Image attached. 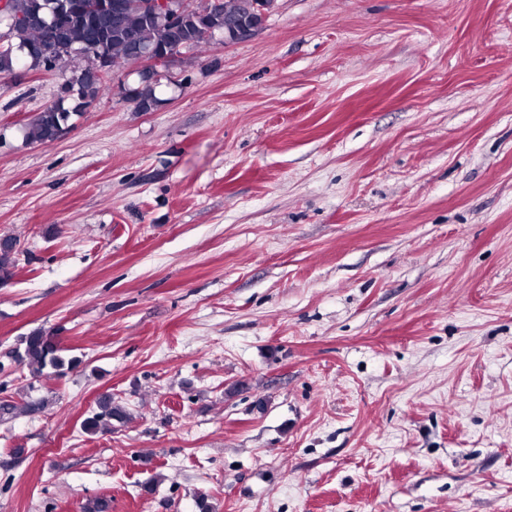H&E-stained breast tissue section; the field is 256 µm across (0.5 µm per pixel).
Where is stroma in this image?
Masks as SVG:
<instances>
[{"label":"stroma","mask_w":512,"mask_h":512,"mask_svg":"<svg viewBox=\"0 0 512 512\" xmlns=\"http://www.w3.org/2000/svg\"><path fill=\"white\" fill-rule=\"evenodd\" d=\"M139 70L49 144L60 79L0 78V512H512V0H278ZM141 84L134 89H129L126 96L135 103L139 111L147 112L151 110L158 101L155 96L154 86L144 82H141ZM23 351H16L12 356L19 365L26 367L33 378L41 377L44 369L50 365L62 367L65 359L61 356L58 336L44 331H35L24 337ZM99 412L85 419L83 426L85 431L94 433L103 429L112 421L124 423L128 418L125 408L112 398V395H104L98 401Z\"/></svg>","instance_id":"1"}]
</instances>
